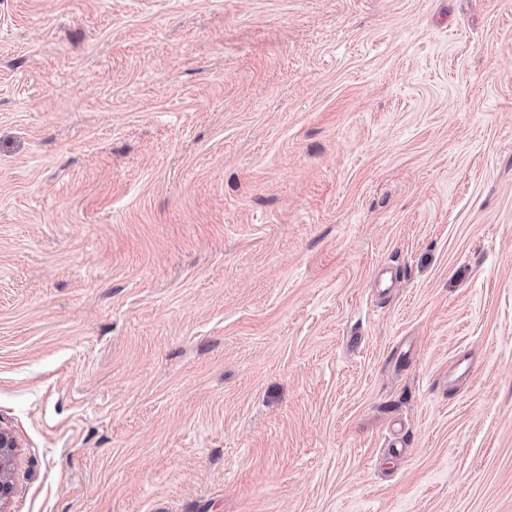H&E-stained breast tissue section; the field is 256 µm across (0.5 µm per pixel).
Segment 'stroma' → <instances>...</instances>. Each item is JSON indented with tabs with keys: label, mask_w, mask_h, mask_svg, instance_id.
Wrapping results in <instances>:
<instances>
[{
	"label": "stroma",
	"mask_w": 512,
	"mask_h": 512,
	"mask_svg": "<svg viewBox=\"0 0 512 512\" xmlns=\"http://www.w3.org/2000/svg\"><path fill=\"white\" fill-rule=\"evenodd\" d=\"M0 427L6 512H512V0H0ZM17 444L13 436L0 428V509L2 504L7 501L11 495L12 487L7 477L11 465L12 455Z\"/></svg>",
	"instance_id": "1"
}]
</instances>
